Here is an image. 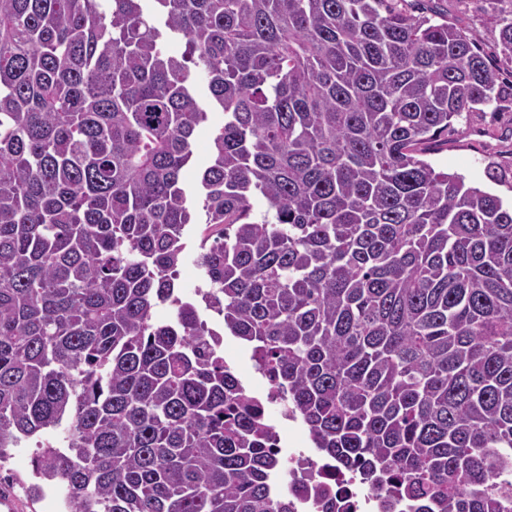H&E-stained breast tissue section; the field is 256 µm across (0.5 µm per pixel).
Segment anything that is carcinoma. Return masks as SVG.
Segmentation results:
<instances>
[{"label":"carcinoma","mask_w":512,"mask_h":512,"mask_svg":"<svg viewBox=\"0 0 512 512\" xmlns=\"http://www.w3.org/2000/svg\"><path fill=\"white\" fill-rule=\"evenodd\" d=\"M142 2L0 0V471L34 437L71 512H294L203 304L404 512H512V207L421 158L512 82L396 0ZM197 98L201 104L206 106L207 112H213L211 114V121L203 125L197 131L194 144H193V157L190 164L183 170L184 182L188 186H193L195 183L196 174L198 168L205 164L210 156V143H211V131L212 128L222 123L224 116L219 109H216L213 104L210 103V98L207 93V89L203 83L199 84ZM204 228L205 224H190L188 227V248L180 267V282L187 292H193L195 288L203 286L206 279L204 271L195 262V248Z\"/></svg>","instance_id":"obj_1"}]
</instances>
